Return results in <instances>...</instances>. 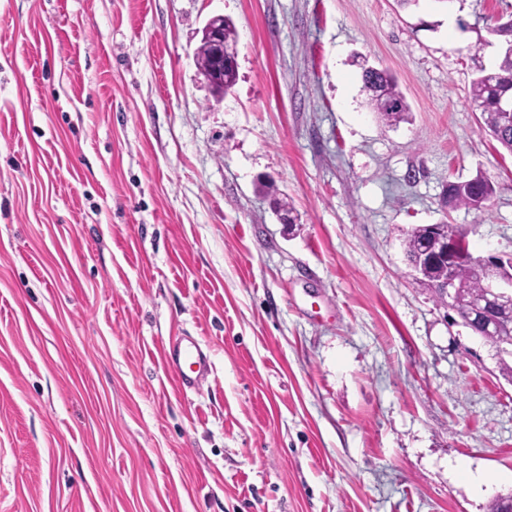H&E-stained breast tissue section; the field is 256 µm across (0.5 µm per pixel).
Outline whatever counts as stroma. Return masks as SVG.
Returning <instances> with one entry per match:
<instances>
[{
  "instance_id": "stroma-1",
  "label": "stroma",
  "mask_w": 512,
  "mask_h": 512,
  "mask_svg": "<svg viewBox=\"0 0 512 512\" xmlns=\"http://www.w3.org/2000/svg\"><path fill=\"white\" fill-rule=\"evenodd\" d=\"M215 15L238 35L221 100L195 60ZM511 19L512 0H0V512L512 494V379L403 245L446 222L512 258V153L469 101ZM366 64L408 121L368 107ZM479 172L485 210H445ZM181 333L212 353L199 395L164 363ZM368 105L386 126L408 120V106L394 76L386 69L366 68L362 74Z\"/></svg>"
}]
</instances>
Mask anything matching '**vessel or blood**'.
<instances>
[{"mask_svg": "<svg viewBox=\"0 0 512 512\" xmlns=\"http://www.w3.org/2000/svg\"><path fill=\"white\" fill-rule=\"evenodd\" d=\"M164 360L178 389L185 394L200 393L213 371L210 350L189 336L169 342Z\"/></svg>", "mask_w": 512, "mask_h": 512, "instance_id": "obj_1", "label": "vessel or blood"}]
</instances>
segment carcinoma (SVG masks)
<instances>
[{
  "mask_svg": "<svg viewBox=\"0 0 512 512\" xmlns=\"http://www.w3.org/2000/svg\"><path fill=\"white\" fill-rule=\"evenodd\" d=\"M493 32L504 37L501 53L493 67L494 76L485 77V69L471 82L469 99L478 106L484 129L501 146L512 153V120L504 116L502 105L512 100V26L501 25ZM198 71L210 73L215 62L213 50L206 41L200 42L196 49ZM363 88L367 93L368 105L387 126H396L408 120V106L398 90L394 76L386 69L367 68L362 74ZM493 194V185L487 177L478 172L466 181L450 182L444 189L443 201L450 209L464 207L468 210L482 211ZM443 240L455 244L459 250H469L465 234L455 224L442 225ZM431 242L428 226L413 228L405 238L406 255L413 258L425 244ZM454 276L460 291L452 305V310L465 317L464 326L478 335L483 328L473 314L472 305L483 291V276L473 259L456 263Z\"/></svg>",
  "mask_w": 512,
  "mask_h": 512,
  "instance_id": "carcinoma-1",
  "label": "carcinoma"
}]
</instances>
